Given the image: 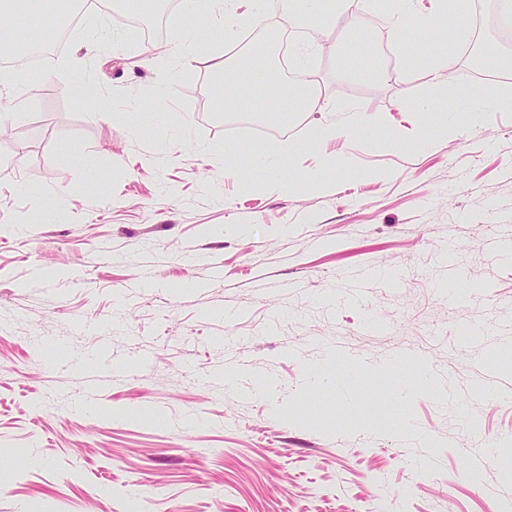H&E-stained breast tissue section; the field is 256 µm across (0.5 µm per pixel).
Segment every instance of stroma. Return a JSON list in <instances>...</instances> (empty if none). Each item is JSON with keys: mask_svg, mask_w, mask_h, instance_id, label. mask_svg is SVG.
<instances>
[{"mask_svg": "<svg viewBox=\"0 0 512 512\" xmlns=\"http://www.w3.org/2000/svg\"><path fill=\"white\" fill-rule=\"evenodd\" d=\"M169 2L149 42L125 0L88 10L39 94L23 70L0 76V512L512 505V406L477 396L487 369L512 382V260L491 247L512 238V109L475 95L512 102V74L472 78L462 61L474 45L512 57L501 0H468L448 33L449 106L418 33L394 43L371 0L325 36L292 34L325 109L276 134L303 145L288 194L225 174L226 146L262 138L235 124L233 96L215 104L210 59L264 41L279 60L290 0L245 44ZM353 40L379 46L387 79L341 67ZM357 104L382 120L372 140L311 141L330 107ZM442 112L447 140L388 143L387 126ZM333 155L352 171L310 188ZM338 345L374 372L342 393ZM88 367L110 382L102 400L82 398ZM481 448L494 458L470 471Z\"/></svg>", "mask_w": 512, "mask_h": 512, "instance_id": "obj_1", "label": "stroma"}]
</instances>
